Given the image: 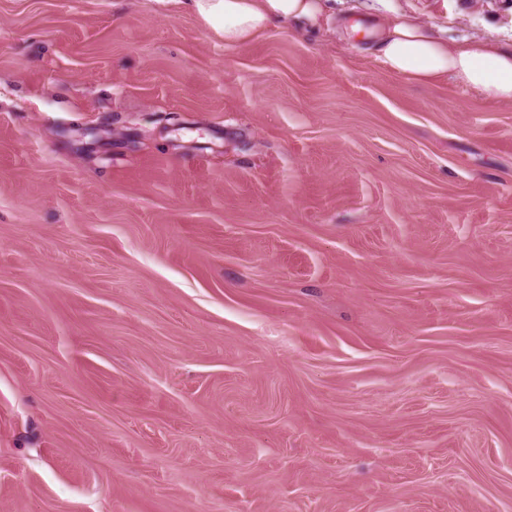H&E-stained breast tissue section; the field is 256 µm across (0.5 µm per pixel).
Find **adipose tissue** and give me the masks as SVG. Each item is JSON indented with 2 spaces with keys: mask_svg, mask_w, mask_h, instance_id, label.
<instances>
[{
  "mask_svg": "<svg viewBox=\"0 0 512 512\" xmlns=\"http://www.w3.org/2000/svg\"><path fill=\"white\" fill-rule=\"evenodd\" d=\"M196 14L225 45H245L277 22L315 27L326 0H175ZM380 64L417 82L441 77L487 98L512 101V49L470 40L448 46L414 19L401 16L386 23L376 46Z\"/></svg>",
  "mask_w": 512,
  "mask_h": 512,
  "instance_id": "adipose-tissue-1",
  "label": "adipose tissue"
}]
</instances>
